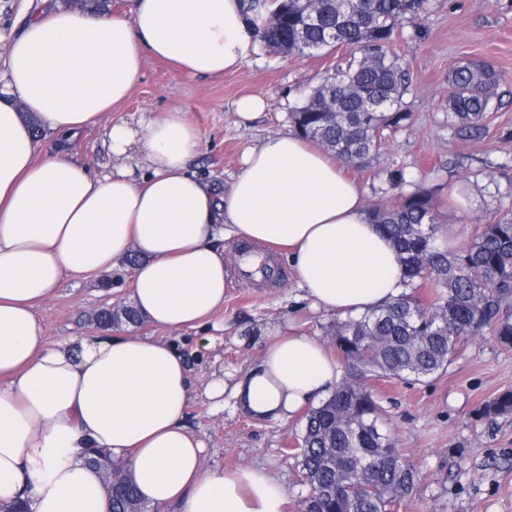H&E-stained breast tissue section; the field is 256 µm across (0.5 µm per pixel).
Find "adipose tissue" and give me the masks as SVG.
Segmentation results:
<instances>
[{
    "label": "adipose tissue",
    "instance_id": "1",
    "mask_svg": "<svg viewBox=\"0 0 512 512\" xmlns=\"http://www.w3.org/2000/svg\"><path fill=\"white\" fill-rule=\"evenodd\" d=\"M254 35L241 0H126L121 12L39 0L5 45L0 72V505L111 512L99 448L127 463L143 501L177 512H284L264 470L205 464L186 409L193 369L170 340L123 333L49 336L35 312L71 279L128 257L132 303L169 331L223 310V241L284 248L314 307L360 317L400 298L404 267L373 224L347 162L300 133L247 146L228 185L192 169L200 135L182 109L117 116L148 59L207 78L237 69ZM114 118L111 165L77 160L81 131ZM41 134H34V126ZM57 143L42 156L43 139ZM341 366L302 332L273 336L226 385L204 389L256 420L288 421L336 388Z\"/></svg>",
    "mask_w": 512,
    "mask_h": 512
}]
</instances>
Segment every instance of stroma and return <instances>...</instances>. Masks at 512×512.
Masks as SVG:
<instances>
[{"label":"stroma","instance_id":"obj_1","mask_svg":"<svg viewBox=\"0 0 512 512\" xmlns=\"http://www.w3.org/2000/svg\"><path fill=\"white\" fill-rule=\"evenodd\" d=\"M396 31L395 49L411 76L403 97L410 117L365 166L349 173L368 202L376 203L389 190L388 173L405 169L411 188L432 193L440 238L464 246L479 225L512 210V0H424L418 20L400 17ZM349 56L345 48L285 56L255 41L240 68L203 79L152 61L118 112L184 109L201 135L194 168L226 183L238 171L244 148L292 128V110ZM471 62L490 64L499 77L498 96L476 137L461 135L448 122V77ZM245 95L266 103L247 127L238 125L234 111ZM456 184L481 196L476 213L461 215L449 205L448 190ZM130 288L131 265L125 261L112 272L66 282L36 313L52 337L91 334L97 330L96 308L128 302ZM215 320L176 339L201 388L217 375L232 382L278 328L323 340L334 318L311 307L291 272L276 282L235 275ZM370 388L386 411L387 430L421 473L398 512H512V417L490 421L477 414L485 401L512 390V349L494 336H479L460 347L441 375L422 383L378 379ZM303 419L299 413L285 423L258 421L229 401L216 412L202 396L186 411L187 425L207 444V465L265 469L286 489L285 512H301L303 492L291 452Z\"/></svg>","mask_w":512,"mask_h":512}]
</instances>
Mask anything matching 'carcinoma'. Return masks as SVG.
<instances>
[{
	"label": "carcinoma",
	"mask_w": 512,
	"mask_h": 512,
	"mask_svg": "<svg viewBox=\"0 0 512 512\" xmlns=\"http://www.w3.org/2000/svg\"><path fill=\"white\" fill-rule=\"evenodd\" d=\"M260 41L275 51L310 55L346 46V68L325 75L306 103L292 113L297 131L325 150L363 166L382 147L384 132L408 119L403 96L409 72L394 51L395 25L416 17L423 0H320V23L295 39L306 6L301 0H242ZM448 118L472 134L497 96L499 79L487 65L450 74ZM396 248L410 291L360 318L338 319L330 333L344 376L334 393L306 415L294 449L302 512H397L420 481L384 432V410L368 383L378 378L420 383L447 371L459 346L490 332L512 347V218L481 225L467 246L438 243L433 196L417 189L398 204L370 210ZM421 281L437 290L426 303L413 292ZM94 320L108 330L139 324L126 306L102 309ZM479 415H512V391L485 402ZM112 512H145L131 480L107 485Z\"/></svg>",
	"instance_id": "carcinoma-1"
}]
</instances>
